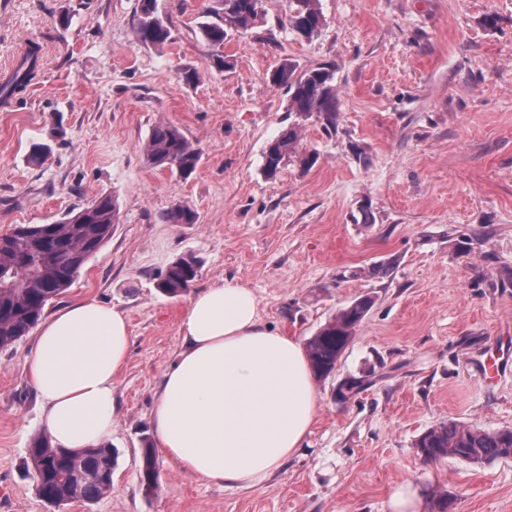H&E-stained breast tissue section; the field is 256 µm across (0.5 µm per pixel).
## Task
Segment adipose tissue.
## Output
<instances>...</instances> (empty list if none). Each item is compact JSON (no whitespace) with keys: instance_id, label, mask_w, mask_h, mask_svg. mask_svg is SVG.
Returning <instances> with one entry per match:
<instances>
[{"instance_id":"obj_1","label":"adipose tissue","mask_w":512,"mask_h":512,"mask_svg":"<svg viewBox=\"0 0 512 512\" xmlns=\"http://www.w3.org/2000/svg\"><path fill=\"white\" fill-rule=\"evenodd\" d=\"M128 349L125 317L92 300L41 325L25 369L53 446L78 451L111 433ZM317 407L302 346L263 321L252 289L227 279L190 297L180 350L151 408L155 446L168 460L208 481L256 488L302 447Z\"/></svg>"}]
</instances>
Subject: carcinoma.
I'll return each instance as SVG.
<instances>
[{
  "label": "carcinoma",
  "mask_w": 512,
  "mask_h": 512,
  "mask_svg": "<svg viewBox=\"0 0 512 512\" xmlns=\"http://www.w3.org/2000/svg\"><path fill=\"white\" fill-rule=\"evenodd\" d=\"M216 3L215 20L201 24L200 32L211 50L214 66L224 69L229 66L224 56V39L229 31L248 29L256 23L261 14V0H216ZM288 20L302 24L304 36H314L324 22L319 0H291ZM135 35L146 45L161 47L168 42L170 23L166 13L159 9V0H139ZM39 59V46H28L11 78L0 84V101L11 99L31 83ZM333 79V73L326 68L297 74L286 62L272 75L273 84L287 90L288 112L300 118L317 112L330 126L336 124L337 117ZM299 145V126L291 124L267 144L264 173L276 175L292 157L304 167L312 166L314 158L301 154ZM143 154L148 163L175 170L184 178L195 171L201 159L200 149L169 123L152 128L143 144ZM118 214L117 199L100 195L51 224H16L10 232L0 235V349L29 335L46 306L71 287L90 257L112 237ZM160 218L168 224H194L197 220L196 213L182 205L168 209ZM197 275L196 261L181 258L160 274L158 287L175 295L189 288ZM371 304L367 297L356 299L339 309L308 339L306 354L315 376L322 378L333 372ZM416 447L427 462L453 456L473 464H488L512 457V430L477 431L450 420L427 430L417 440ZM28 455L41 479L37 492L53 506H64L75 500L93 503L112 492L115 456L109 446L63 452L42 434L33 439ZM139 476L146 489L156 485L157 459L149 445L142 451Z\"/></svg>",
  "instance_id": "obj_1"
}]
</instances>
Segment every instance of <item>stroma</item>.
Segmentation results:
<instances>
[{
    "label": "stroma",
    "mask_w": 512,
    "mask_h": 512,
    "mask_svg": "<svg viewBox=\"0 0 512 512\" xmlns=\"http://www.w3.org/2000/svg\"><path fill=\"white\" fill-rule=\"evenodd\" d=\"M160 2L171 37L159 49L134 34L137 0H0V81L29 43L41 49L35 79L0 102V234L113 195L111 238L52 305L95 300L130 330L105 440L112 492L62 509L39 497L27 466L43 432L25 371L33 338L0 349V512H391L402 486L419 512L436 488L450 512H512V457L427 462L415 446L448 420L512 428V362L481 377L488 347L512 331V0H320L325 25L308 40L288 26L289 0H262L257 24L225 40L223 70L199 31L211 0ZM284 62L333 72L337 119L303 121L314 165L269 177L263 152L288 125V93L271 81ZM160 122L200 148L189 178L146 162ZM43 143L48 160L31 164ZM176 205L196 223H162ZM187 256L199 263L194 288L242 282L264 322L302 343L372 299L335 370L315 381L303 448L255 489L162 459L155 488L140 482L156 384L191 297L165 294L157 274ZM381 264L386 277L368 275ZM352 378L364 386L338 399Z\"/></svg>",
    "instance_id": "obj_1"
}]
</instances>
